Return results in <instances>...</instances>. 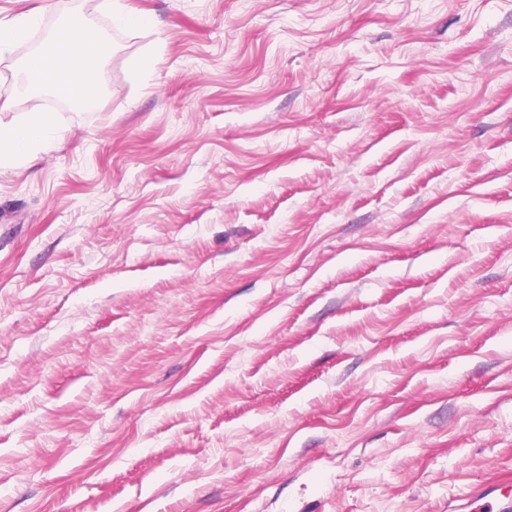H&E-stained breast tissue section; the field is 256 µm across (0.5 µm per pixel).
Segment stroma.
I'll return each mask as SVG.
<instances>
[{
    "label": "stroma",
    "mask_w": 512,
    "mask_h": 512,
    "mask_svg": "<svg viewBox=\"0 0 512 512\" xmlns=\"http://www.w3.org/2000/svg\"><path fill=\"white\" fill-rule=\"evenodd\" d=\"M125 2L93 101L0 60V512L512 504V0ZM61 132L52 112H30L9 124L0 121V169L32 165Z\"/></svg>",
    "instance_id": "35a3bbf8"
}]
</instances>
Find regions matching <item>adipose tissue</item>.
<instances>
[{
	"mask_svg": "<svg viewBox=\"0 0 512 512\" xmlns=\"http://www.w3.org/2000/svg\"><path fill=\"white\" fill-rule=\"evenodd\" d=\"M41 9L0 19V57L28 41L36 32ZM111 43L99 36L79 12L67 15L50 32L42 53L25 64L26 91L63 90L77 101L91 98L99 86L100 67ZM61 129L50 112H31L9 124L0 123V169L32 165Z\"/></svg>",
	"mask_w": 512,
	"mask_h": 512,
	"instance_id": "1",
	"label": "adipose tissue"
}]
</instances>
